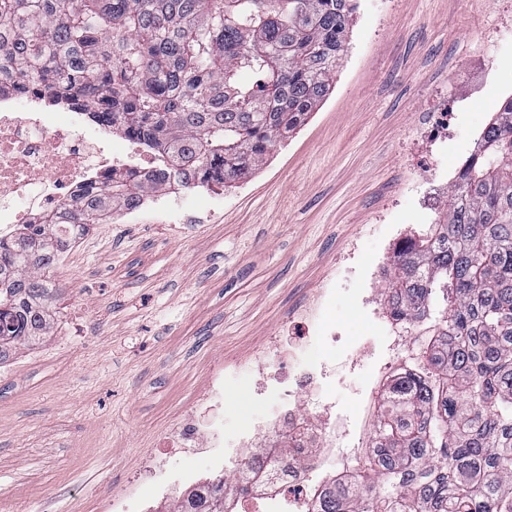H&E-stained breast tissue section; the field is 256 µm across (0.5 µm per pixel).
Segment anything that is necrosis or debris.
Instances as JSON below:
<instances>
[{"mask_svg": "<svg viewBox=\"0 0 512 512\" xmlns=\"http://www.w3.org/2000/svg\"><path fill=\"white\" fill-rule=\"evenodd\" d=\"M463 97H442L419 122L420 156L443 152L453 135ZM82 108L52 107L39 89L27 93L0 90V226L40 223L44 214L112 170L147 172L134 153L113 154L102 124L82 122ZM336 291L322 288L291 329L299 338L297 368L273 370L272 337L243 367L255 396L269 413L246 430L226 427L223 417L203 423L187 414L167 444L189 453L209 449L213 467L234 454L235 482L224 489L226 512H315L320 488L352 473L364 449L355 447L356 418L335 400H315L323 383H346L362 366L372 341L352 342L321 322L324 302Z\"/></svg>", "mask_w": 512, "mask_h": 512, "instance_id": "obj_1", "label": "necrosis or debris"}]
</instances>
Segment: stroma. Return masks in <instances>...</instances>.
<instances>
[{"mask_svg":"<svg viewBox=\"0 0 512 512\" xmlns=\"http://www.w3.org/2000/svg\"><path fill=\"white\" fill-rule=\"evenodd\" d=\"M503 11L512 0H357L332 93L261 169L226 187L176 190L186 223L156 199L93 225L62 254L50 330L0 365V512H101L159 451L168 472L213 477L207 457L162 449V435L195 410L217 366L269 337H281L271 361L287 369V321L328 281L337 291L323 323L354 341L381 336L352 297L386 262L375 217L389 213L407 236L433 219L415 204L428 176L402 147L436 94L468 95L438 159L452 172L512 95V35L484 39ZM476 58L493 74L474 90L464 77ZM350 247L355 276L334 279ZM403 334L399 354L375 353L355 386L330 388L355 407L361 445L387 377L411 365L421 341L418 329ZM262 409L248 379L227 381L226 425H251Z\"/></svg>","mask_w":512,"mask_h":512,"instance_id":"obj_1","label":"stroma"}]
</instances>
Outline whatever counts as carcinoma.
Returning a JSON list of instances; mask_svg holds the SVG:
<instances>
[{
  "label": "carcinoma",
  "instance_id": "carcinoma-1",
  "mask_svg": "<svg viewBox=\"0 0 512 512\" xmlns=\"http://www.w3.org/2000/svg\"><path fill=\"white\" fill-rule=\"evenodd\" d=\"M355 0H0V86L39 81L53 102L150 154L39 224L0 232V363L45 335L50 273L90 224L155 193L230 184L327 99ZM391 318L429 335L386 384L373 455L317 512H512V98L445 206L394 257ZM177 512H224V479Z\"/></svg>",
  "mask_w": 512,
  "mask_h": 512
}]
</instances>
